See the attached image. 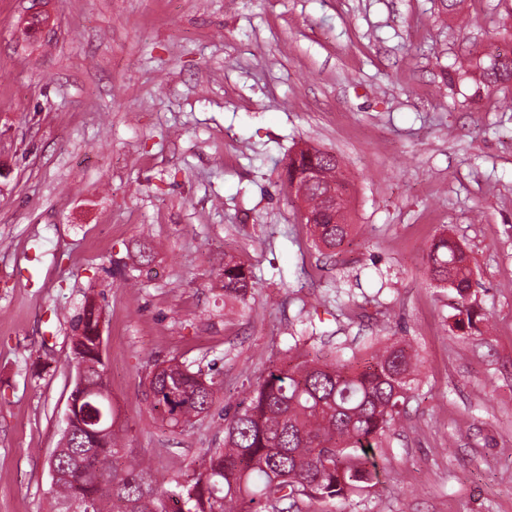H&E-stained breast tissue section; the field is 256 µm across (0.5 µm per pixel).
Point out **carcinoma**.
Masks as SVG:
<instances>
[{
    "label": "carcinoma",
    "mask_w": 512,
    "mask_h": 512,
    "mask_svg": "<svg viewBox=\"0 0 512 512\" xmlns=\"http://www.w3.org/2000/svg\"><path fill=\"white\" fill-rule=\"evenodd\" d=\"M461 57L454 72L470 73ZM473 98L512 83V55L490 54L478 65ZM317 168L323 180L306 188L303 203L313 217L309 225L315 245L329 253L342 247L353 231L349 185L340 159L332 152L301 148L288 156L285 176L293 182ZM432 281L453 291L456 327H473L479 315L471 302L472 270L464 250L452 240L435 239L427 253ZM224 299L247 305L256 276L245 262L224 260L220 274ZM99 309L88 302L77 316L73 360L99 363L93 334ZM410 346L393 341L361 357L339 352L273 366L224 418V447L211 448L201 470L169 480L151 465L123 458V426L112 422L103 435L87 431L82 420L72 425L69 444L47 465L57 477L48 491L51 512H285L306 499L336 506L377 484L375 448L401 413L418 372ZM105 364L91 372L95 385ZM151 410L173 429L183 428L213 407L219 382L215 365L193 368L174 360L147 377Z\"/></svg>",
    "instance_id": "cac0c4a2"
}]
</instances>
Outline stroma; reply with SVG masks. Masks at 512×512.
Here are the masks:
<instances>
[{"label":"stroma","instance_id":"1","mask_svg":"<svg viewBox=\"0 0 512 512\" xmlns=\"http://www.w3.org/2000/svg\"><path fill=\"white\" fill-rule=\"evenodd\" d=\"M28 5L0 0V512H47L88 299L127 452L160 475L200 468L294 337L398 339L420 371L344 512H512V86L446 78L501 44L512 0H40L44 40ZM306 144L350 182L329 257L284 176ZM442 233L471 259L466 335L428 275ZM228 255L257 277L248 306L224 304ZM174 357L220 380L182 430L143 385Z\"/></svg>","mask_w":512,"mask_h":512}]
</instances>
